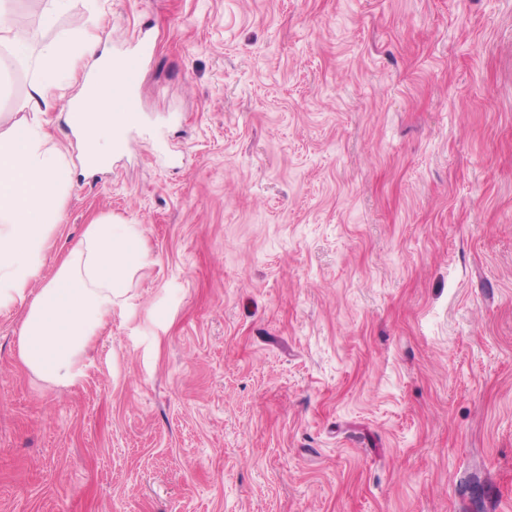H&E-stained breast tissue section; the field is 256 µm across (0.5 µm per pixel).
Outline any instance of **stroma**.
Masks as SVG:
<instances>
[{
	"mask_svg": "<svg viewBox=\"0 0 512 512\" xmlns=\"http://www.w3.org/2000/svg\"><path fill=\"white\" fill-rule=\"evenodd\" d=\"M155 44L125 149L72 169L147 255L83 375L0 311V512H512V0H69Z\"/></svg>",
	"mask_w": 512,
	"mask_h": 512,
	"instance_id": "stroma-1",
	"label": "stroma"
}]
</instances>
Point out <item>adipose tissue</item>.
<instances>
[{"label": "adipose tissue", "mask_w": 512, "mask_h": 512, "mask_svg": "<svg viewBox=\"0 0 512 512\" xmlns=\"http://www.w3.org/2000/svg\"><path fill=\"white\" fill-rule=\"evenodd\" d=\"M0 46L15 61L35 60L39 70L23 105L34 122H14L0 113V311L24 308L21 362L49 380L72 384L81 377V362L113 310L126 304L145 252L135 225L96 220L52 279L31 292L70 183L69 165L49 146L41 117L51 98H67L89 157L101 159L111 157L133 113L107 89L86 82L76 96H69V80L83 57H93L97 68H115L111 54H98L95 37H63L32 55L25 28L0 0Z\"/></svg>", "instance_id": "ef3b65f1"}]
</instances>
